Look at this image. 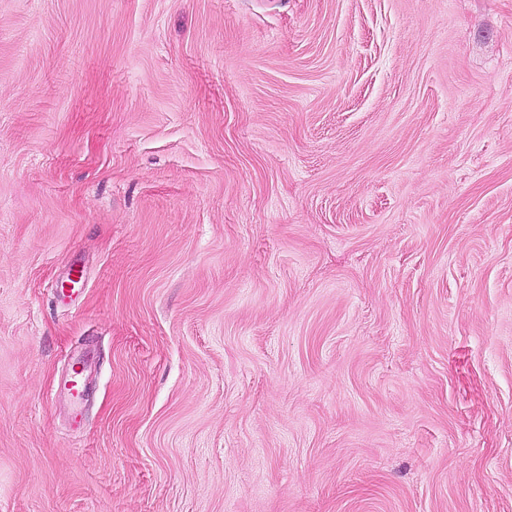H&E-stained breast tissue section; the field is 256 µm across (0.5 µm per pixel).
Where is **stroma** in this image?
<instances>
[{
	"label": "stroma",
	"mask_w": 512,
	"mask_h": 512,
	"mask_svg": "<svg viewBox=\"0 0 512 512\" xmlns=\"http://www.w3.org/2000/svg\"><path fill=\"white\" fill-rule=\"evenodd\" d=\"M0 512H512V0H0Z\"/></svg>",
	"instance_id": "35a3bbf8"
}]
</instances>
